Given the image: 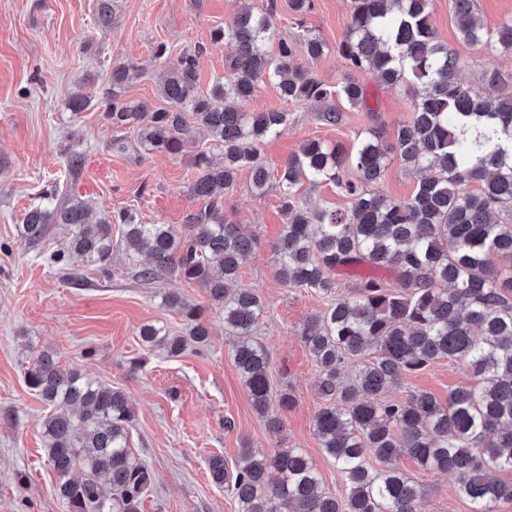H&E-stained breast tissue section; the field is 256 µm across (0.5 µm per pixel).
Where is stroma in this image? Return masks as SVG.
Listing matches in <instances>:
<instances>
[{"mask_svg":"<svg viewBox=\"0 0 512 512\" xmlns=\"http://www.w3.org/2000/svg\"><path fill=\"white\" fill-rule=\"evenodd\" d=\"M275 1L277 36L293 38L305 26L332 47L343 39L350 0H314L313 13L301 21L288 0ZM267 2L112 0V24L104 28L96 22L95 0H0V512H65L44 449L41 424L48 411L24 381L42 347L54 349L62 364L121 389L134 407L130 444L154 477L141 512H238L230 493L211 483L207 460L220 453L232 467L246 447L265 454L302 449L315 465L322 489L343 497V477L325 456L313 426L324 404L317 390L319 369L298 335L326 301L312 290L288 287L277 274L273 245L283 215L276 187L257 195L249 172L241 171L234 190L224 196V211L258 237L240 269V281L266 304L255 336L269 354L273 388L288 390L295 398L278 435L266 429L252 407L222 314L210 312V345L204 350L168 358L141 344L138 329L148 322L167 324L176 333L184 330L182 316L164 306L162 297L173 293L189 303L206 304L197 284L166 276L142 281L136 272L143 256L122 246L114 250L110 277L75 258L68 279L47 261L52 251L64 247V227L52 225L34 246L17 235L24 211L56 182L69 196L83 200L95 218L131 209L146 224H181L199 210L200 202L190 193L197 145H186L176 156L150 152L130 130L128 149L113 151L116 133L105 116L101 89L114 63L131 61L143 66L144 73L126 87V99L163 108L158 86L165 63L154 56L163 43L173 59L203 46L200 90L208 92L212 81L224 75L231 52L211 42V31L231 21L242 4L258 10ZM430 12L439 39L463 63L462 84L481 87L486 73L495 71L512 90V56L492 57L460 40L452 0H431ZM301 63L333 87L350 77L364 83L370 108L344 111L342 122L329 127L318 121L317 105L285 102L276 87L263 85L248 110L289 114L287 131L262 146L268 166L283 164L307 139L348 147L359 134L376 129L389 140L409 119L413 98L406 86H377L369 75L352 73L334 50ZM77 91L90 104L76 116L68 96ZM73 152L82 156L74 170L67 165ZM386 164L373 191L409 197L417 173L395 150ZM470 382L461 362L444 359L405 376L391 395L403 399L410 392L427 391L443 401L451 389ZM228 419L233 428H225ZM399 464L422 488V512H470L452 474L420 469L407 457Z\"/></svg>","mask_w":512,"mask_h":512,"instance_id":"stroma-1","label":"stroma"}]
</instances>
